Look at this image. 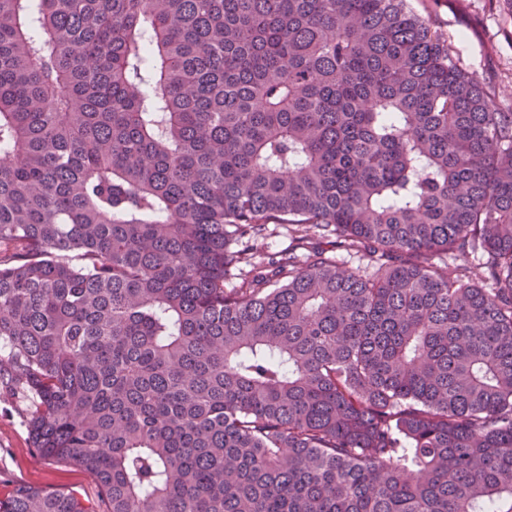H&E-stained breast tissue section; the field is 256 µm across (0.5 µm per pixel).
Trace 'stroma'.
Returning a JSON list of instances; mask_svg holds the SVG:
<instances>
[{"label": "stroma", "mask_w": 512, "mask_h": 512, "mask_svg": "<svg viewBox=\"0 0 512 512\" xmlns=\"http://www.w3.org/2000/svg\"><path fill=\"white\" fill-rule=\"evenodd\" d=\"M432 27L447 36L464 70L512 111V0H411ZM34 401L9 366L0 367V498L21 486L103 505L96 477L84 468L46 460L32 447L29 421Z\"/></svg>", "instance_id": "35a3bbf8"}]
</instances>
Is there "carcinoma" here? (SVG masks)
Listing matches in <instances>:
<instances>
[{"label":"carcinoma","instance_id":"obj_1","mask_svg":"<svg viewBox=\"0 0 512 512\" xmlns=\"http://www.w3.org/2000/svg\"><path fill=\"white\" fill-rule=\"evenodd\" d=\"M0 344L105 512H512V112L408 0H0ZM288 224H269L268 229L261 235H250L242 239V242H238V246L247 245L254 249L257 253L271 260H277L284 253H288V250L293 249V252L298 255L307 253L311 247L323 246L324 240L318 235V233L310 232V239L305 244V248H300L296 239V235L289 231Z\"/></svg>","mask_w":512,"mask_h":512}]
</instances>
